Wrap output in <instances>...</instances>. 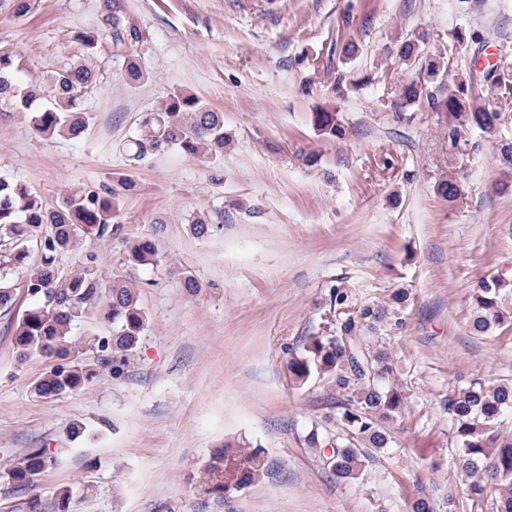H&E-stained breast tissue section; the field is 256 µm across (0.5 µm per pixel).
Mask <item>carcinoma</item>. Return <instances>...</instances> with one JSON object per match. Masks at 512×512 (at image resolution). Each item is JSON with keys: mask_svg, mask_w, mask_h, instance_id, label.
I'll return each mask as SVG.
<instances>
[{"mask_svg": "<svg viewBox=\"0 0 512 512\" xmlns=\"http://www.w3.org/2000/svg\"><path fill=\"white\" fill-rule=\"evenodd\" d=\"M104 31L112 36L115 49L131 47L136 33L127 28L123 0H104ZM99 35L79 31L70 37L75 51L48 79V89L19 84L22 60L0 53V98L8 99L15 112L27 118L33 131L46 138L80 139L86 129L84 104L97 80L96 48ZM430 34L417 31L396 40V53L406 77L396 97L398 121L412 120L406 108L427 105L440 120L448 156L458 158L469 139L495 140V161L512 170V140L502 136L501 107L512 104V69L494 65L484 80L490 95L477 89L475 72L459 64L449 67L473 41L471 33L458 26L448 36V48L433 50ZM125 76L136 84L149 77L133 53L127 55ZM373 82L365 75L348 80L336 76L333 92L340 99ZM314 129L329 140L347 136L345 123L334 110L312 113ZM231 137L224 131L223 113L212 110L195 94L175 91L142 115L137 132L124 150L133 161L176 150L184 156L213 165L224 157ZM136 184L119 180L118 187L86 188L66 192L52 207L27 185L0 175V311L10 312L14 288L9 282L13 269L22 268L32 306L16 325L14 349L19 362L41 356L53 360L34 382L32 392L51 399L84 390L102 371L127 363L148 327V316L137 287L120 271L109 272L100 254L78 250L89 242H112L122 251L123 265L137 268L155 263L160 254L152 236L128 230L120 218L122 196ZM437 193L448 203L462 196L461 184L453 177L437 185ZM188 231L205 239L221 229L202 209L187 217ZM37 251L33 258L31 251ZM80 251L78 264L65 270L58 257ZM329 312L336 313V334L321 332L309 337L304 351L289 361L294 379L306 382L312 374L327 377L342 395L336 406V424L307 435L332 477L342 483L364 478L377 453L392 450L390 422L402 415L403 384L390 382L393 364L387 344L405 325L409 290L398 288L382 302L352 306L348 289L329 290ZM106 325L108 335L92 332L79 339L80 326ZM512 327V275L498 271L482 278L473 289L468 329L476 336H490ZM89 351L100 355L90 360ZM448 413L449 452L455 456L462 482L459 492L449 493L443 504L420 496L406 503V512H512V436L503 438V428L512 421V381L473 378L448 391L443 404ZM54 457L46 448H32L19 459L0 468V479L30 489L52 466ZM259 453L230 461L217 452L209 470L228 475L224 490L241 489L260 477Z\"/></svg>", "mask_w": 512, "mask_h": 512, "instance_id": "cac0c4a2", "label": "carcinoma"}]
</instances>
